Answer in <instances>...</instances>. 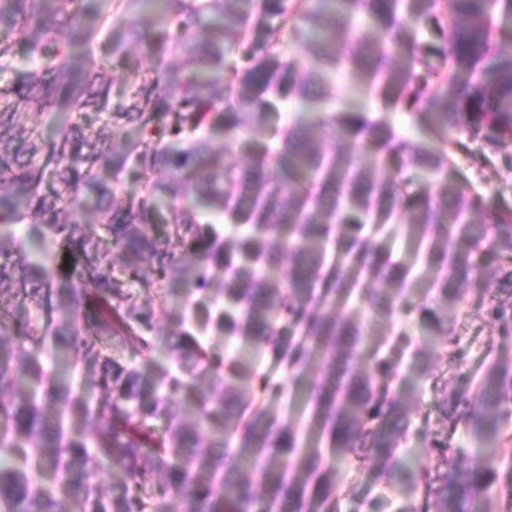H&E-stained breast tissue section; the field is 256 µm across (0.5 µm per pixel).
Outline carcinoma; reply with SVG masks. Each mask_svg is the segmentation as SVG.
<instances>
[{"label":"carcinoma","instance_id":"carcinoma-1","mask_svg":"<svg viewBox=\"0 0 512 512\" xmlns=\"http://www.w3.org/2000/svg\"><path fill=\"white\" fill-rule=\"evenodd\" d=\"M164 2L133 30L157 62L132 80L121 46L96 57L104 27L84 21L80 0H0V74L13 72L0 79V512H170L173 497L185 512H335L336 476L354 456L406 489L397 512H417L422 487L424 512H512V369L490 366L473 395L441 406L485 451L437 437L444 469L413 468L407 431L383 441L375 426L409 398L388 362L357 370L366 331L337 313L354 303L389 330L408 309L410 266L373 247L390 224L412 263L457 279L479 270L476 243L512 260V211L483 210L447 174L461 137L495 155L512 134V0ZM287 26L298 44L288 57ZM22 46L31 64L17 69ZM233 50L244 65L226 78ZM339 77L409 111L426 137L374 136L332 94ZM119 79L127 97L114 107ZM314 88L320 108L277 132L274 157L239 168L210 151L216 132L229 150L279 101L308 102ZM62 107L69 118L50 135L27 120ZM163 119L178 146L159 141ZM116 159L143 179L140 195L101 178ZM395 164L432 187L414 207L406 182L375 177ZM169 283L183 285L185 311L160 364L162 329L132 287L160 306ZM433 288L429 322L451 343L448 277ZM488 314L512 334L511 305ZM210 331L272 353L291 378L320 362L308 401L328 447H304L288 418L245 398L256 377L283 385ZM61 353L99 367L93 399L55 380L46 363Z\"/></svg>","mask_w":512,"mask_h":512}]
</instances>
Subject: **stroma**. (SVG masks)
I'll use <instances>...</instances> for the list:
<instances>
[{
    "instance_id": "35a3bbf8",
    "label": "stroma",
    "mask_w": 512,
    "mask_h": 512,
    "mask_svg": "<svg viewBox=\"0 0 512 512\" xmlns=\"http://www.w3.org/2000/svg\"><path fill=\"white\" fill-rule=\"evenodd\" d=\"M159 9V0H140L131 8L124 7L120 0H87L86 19L99 23L106 14L123 15V22L109 27L108 34L111 41L123 43L128 63L145 72L153 68L154 60L141 50L130 30L138 23L151 20ZM312 109L309 103H283L280 115L270 116L265 124L247 129L243 141L226 154V161L247 165L256 148L274 146L277 126L302 118ZM448 176L452 181L466 184L470 195L480 197L485 207L512 210V141L507 142L500 155L488 164L484 161L480 142L462 139L451 154ZM511 268L512 261L502 259L485 266L475 280L450 281L449 286L457 295L452 343L428 335L427 317L422 309L426 291L421 288L409 301L407 327L413 346L403 347L395 337L389 336L377 353H370L365 347L359 350L357 362L366 370L371 368L373 357L387 359L394 369L395 387L410 396L404 446L422 467L434 469L439 466L440 459L431 450L430 443L433 436L441 432L447 434L451 447L469 454L479 451V440L465 426L449 430L439 405L445 394H466L476 390L480 376L491 364L512 365V336H504L486 314L491 298L512 303V294L502 290V278ZM397 499L396 491L383 484L372 463L349 461L338 475L337 512H395Z\"/></svg>"
}]
</instances>
